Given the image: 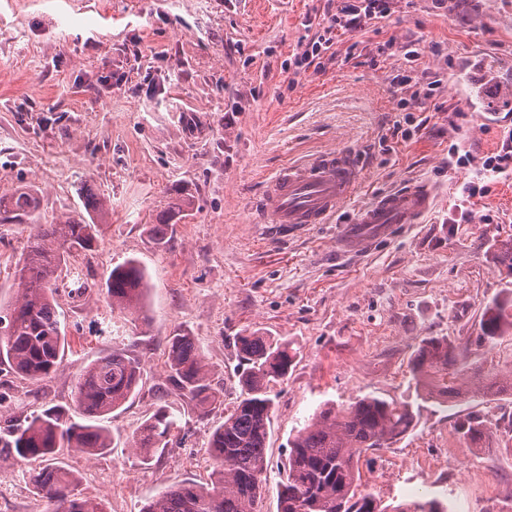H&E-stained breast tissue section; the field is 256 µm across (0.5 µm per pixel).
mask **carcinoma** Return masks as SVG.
Segmentation results:
<instances>
[{
  "label": "carcinoma",
  "mask_w": 512,
  "mask_h": 512,
  "mask_svg": "<svg viewBox=\"0 0 512 512\" xmlns=\"http://www.w3.org/2000/svg\"><path fill=\"white\" fill-rule=\"evenodd\" d=\"M190 196L167 203L151 226L155 244L169 245L173 226L189 216ZM38 206L32 194L19 190L0 198V224L33 219ZM101 225L80 217L57 224H38L15 269L17 297L3 316L0 358L18 376L43 380L56 373L65 355V320L56 307L57 269L76 252L91 251ZM148 283L139 262L127 259L112 268L105 297L114 309L137 314ZM481 343L493 348L512 334V289L495 297L481 318ZM245 368L239 374L241 392L233 410L210 435L207 454L212 466L207 485L184 482L164 490L140 512H262L267 471V441L274 405L272 389L287 375L296 352L286 341L250 333L238 338ZM170 382L186 399L190 411L203 416L224 405L187 329H177L167 344ZM416 388L435 399L461 394L452 385L464 380L477 391L490 388L481 371L467 362L458 345L446 338L422 340L410 361ZM141 360L124 348H114L79 374L73 404L45 407L27 415H0V459L11 457L42 467L33 470L36 501L44 512H103L100 504L76 497L73 472L48 463L63 448L91 456L115 441L105 424L108 415L136 394L143 379ZM79 415L82 421L74 419ZM412 406L373 396L345 408L328 405L315 413L289 442L285 475L278 484L277 512H448V504L432 497L386 504L361 489L360 461L413 427ZM181 431L179 417L159 407L128 439L129 447L147 462L173 443ZM455 431L471 446L491 436L480 417L467 415Z\"/></svg>",
  "instance_id": "carcinoma-1"
}]
</instances>
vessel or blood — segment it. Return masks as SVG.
Wrapping results in <instances>:
<instances>
[{
    "label": "vessel or blood",
    "instance_id": "b4317fda",
    "mask_svg": "<svg viewBox=\"0 0 512 512\" xmlns=\"http://www.w3.org/2000/svg\"><path fill=\"white\" fill-rule=\"evenodd\" d=\"M461 86L463 96L478 109L480 122L512 109V82L501 81L497 64L471 56ZM366 162L351 150L320 152L281 167L267 178L256 210L260 223L287 229L312 224L336 227V251H351L402 224H416L430 209L436 188L420 181L401 190L381 193L357 208L353 219L337 223L361 185Z\"/></svg>",
    "mask_w": 512,
    "mask_h": 512
}]
</instances>
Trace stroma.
Wrapping results in <instances>:
<instances>
[{
    "label": "stroma",
    "mask_w": 512,
    "mask_h": 512,
    "mask_svg": "<svg viewBox=\"0 0 512 512\" xmlns=\"http://www.w3.org/2000/svg\"><path fill=\"white\" fill-rule=\"evenodd\" d=\"M327 0H0V197L27 187L36 223L84 216L102 224L81 268L86 290L59 292L69 344L60 370L34 382L0 362L11 412L69 405L94 359L120 347L138 355V393L112 412L118 440L90 458L64 449L56 464L78 477L79 497L104 512H140L167 486L209 482L206 452L240 392L238 336L288 341L297 356L272 391L263 512H277L289 442L327 404L374 395L410 403L414 427L361 460L364 489L385 502L446 499L451 512H512V452L471 448L455 435L473 414L489 430L512 420V391L491 389L443 404L420 397L408 361L421 340L465 347L483 373L512 374V336L479 342L484 307L508 285L496 261L512 239V181L475 198L469 217L448 221L458 187L486 155L512 143V111L477 124L459 93L468 50L512 56V0H396L391 16L356 34L337 33L325 72L300 73L296 54L319 30ZM418 41L423 66L440 76L411 140L383 144L399 119L386 77L405 66L388 39ZM355 56H348V47ZM458 148L469 160L459 165ZM359 149L367 156L354 203L414 180L437 187L420 224H404L360 254H336L331 225L272 238L250 204L271 174L303 156ZM193 197L167 248L149 228L175 190ZM103 211L86 207L89 194ZM34 223L0 224V310L16 298L15 264ZM134 258L149 290L138 318L113 311L104 283ZM189 329L224 391V406L189 414L177 441L149 463L124 442L159 407L181 409L165 350ZM31 466L0 464V512H36Z\"/></svg>",
    "instance_id": "35a3bbf8"
}]
</instances>
